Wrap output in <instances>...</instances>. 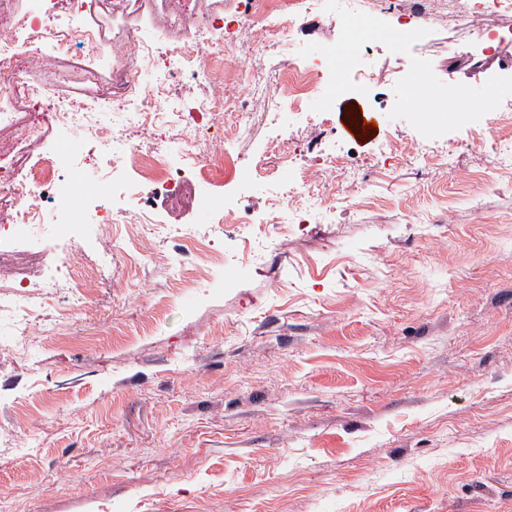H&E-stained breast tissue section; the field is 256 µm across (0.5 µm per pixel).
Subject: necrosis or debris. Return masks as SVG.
Returning <instances> with one entry per match:
<instances>
[{
	"label": "necrosis or debris",
	"instance_id": "necrosis-or-debris-1",
	"mask_svg": "<svg viewBox=\"0 0 512 512\" xmlns=\"http://www.w3.org/2000/svg\"><path fill=\"white\" fill-rule=\"evenodd\" d=\"M29 13L0 23V132L9 131L13 143L0 146V209L11 212V223L0 224V313L10 315L19 330H26L41 307L28 273L19 262V252L10 238L13 225L35 224L40 219L38 186L49 179L48 160L35 158L34 147L47 129L57 126H85L94 118L91 104L81 100L57 101L44 87L25 83L23 76L34 61L24 58L15 34L21 30L38 33L52 55L85 49L93 64L112 67V97L108 104L131 128L169 125L179 128L195 122L192 112H160L149 107L154 97H166L183 83L192 81L216 87L217 75L224 70L223 58L214 56L205 39L177 44L134 29L122 38L106 43L90 30L78 27L76 20L82 0H34ZM346 8L373 15L393 13L406 23L425 26L447 22L463 12L473 19L472 37L488 51L500 70H512V0H341ZM249 22L232 32L234 40L261 44V51L249 54L246 68L258 76L264 70V48L278 49L290 56L297 27L319 23L323 0H248ZM170 66L161 82L147 89L138 80L139 72L154 66L157 57ZM289 109H296L308 97L323 94L330 72L326 60L312 61L304 70L289 68Z\"/></svg>",
	"mask_w": 512,
	"mask_h": 512
}]
</instances>
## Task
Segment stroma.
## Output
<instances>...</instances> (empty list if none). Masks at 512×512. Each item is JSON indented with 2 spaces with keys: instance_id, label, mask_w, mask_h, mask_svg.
I'll use <instances>...</instances> for the list:
<instances>
[{
  "instance_id": "stroma-1",
  "label": "stroma",
  "mask_w": 512,
  "mask_h": 512,
  "mask_svg": "<svg viewBox=\"0 0 512 512\" xmlns=\"http://www.w3.org/2000/svg\"><path fill=\"white\" fill-rule=\"evenodd\" d=\"M171 9L139 0L116 25L112 0H86L81 21L107 39L121 25L178 41ZM414 56L446 83L496 74L462 18L407 54L371 43L367 94L283 112L280 83L255 101L242 143L201 120L237 169L174 208L139 162L83 145L164 140L169 168L188 178L175 131L133 130L109 109L95 127L48 131L41 224L13 228L17 248L39 254L31 279L45 304L25 340L0 320V512H512V175L490 161L512 124L488 114L426 140L447 147L448 166L407 162L420 134L388 113ZM89 67L76 51L27 80L55 98H110L111 74ZM353 105L378 113L375 138L343 133ZM334 152L363 197L322 199L324 223L263 237L251 217L289 208L275 187ZM217 195L238 222L171 277L178 238L158 239L140 216L204 228ZM65 199L121 210L111 267L98 261L107 240L70 245ZM55 271L112 285L65 319L46 285Z\"/></svg>"
}]
</instances>
